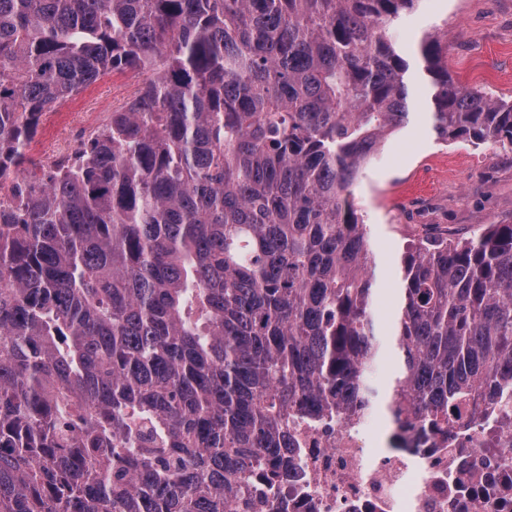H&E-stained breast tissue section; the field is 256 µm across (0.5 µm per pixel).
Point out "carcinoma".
Returning a JSON list of instances; mask_svg holds the SVG:
<instances>
[{
  "instance_id": "1",
  "label": "carcinoma",
  "mask_w": 512,
  "mask_h": 512,
  "mask_svg": "<svg viewBox=\"0 0 512 512\" xmlns=\"http://www.w3.org/2000/svg\"><path fill=\"white\" fill-rule=\"evenodd\" d=\"M419 0H0V512H232L288 415L436 431L512 394V223L401 262L382 359L351 187L430 101L436 139L512 147V102L429 84L385 24ZM82 148L43 116L124 70Z\"/></svg>"
}]
</instances>
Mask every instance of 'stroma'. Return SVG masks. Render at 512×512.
I'll return each instance as SVG.
<instances>
[{
  "mask_svg": "<svg viewBox=\"0 0 512 512\" xmlns=\"http://www.w3.org/2000/svg\"><path fill=\"white\" fill-rule=\"evenodd\" d=\"M438 34L448 47V69L462 85L512 101V0H420L387 27L411 61L415 80H426L419 43ZM138 83L134 72L93 84L44 119L30 144L41 159L83 140ZM404 129L352 187L357 213L371 230L376 313L388 332L397 302L399 268L407 244L427 234L461 238L484 224L512 221V151L487 142L436 140L425 101Z\"/></svg>",
  "mask_w": 512,
  "mask_h": 512,
  "instance_id": "stroma-1",
  "label": "stroma"
}]
</instances>
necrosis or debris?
<instances>
[{
	"label": "necrosis or debris",
	"instance_id": "4bbe7bcc",
	"mask_svg": "<svg viewBox=\"0 0 512 512\" xmlns=\"http://www.w3.org/2000/svg\"><path fill=\"white\" fill-rule=\"evenodd\" d=\"M450 421L441 433L398 428L373 411L288 425V475L276 512H512V409L482 425Z\"/></svg>",
	"mask_w": 512,
	"mask_h": 512
}]
</instances>
